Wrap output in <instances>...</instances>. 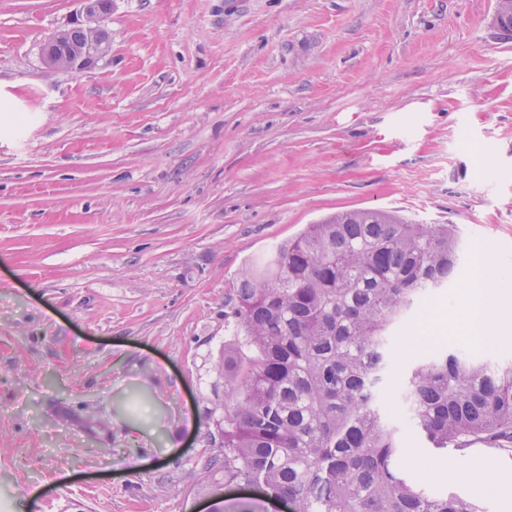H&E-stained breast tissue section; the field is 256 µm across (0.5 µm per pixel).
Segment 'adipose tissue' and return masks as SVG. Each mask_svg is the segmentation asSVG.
Segmentation results:
<instances>
[{
    "label": "adipose tissue",
    "mask_w": 512,
    "mask_h": 512,
    "mask_svg": "<svg viewBox=\"0 0 512 512\" xmlns=\"http://www.w3.org/2000/svg\"><path fill=\"white\" fill-rule=\"evenodd\" d=\"M476 268L478 274L464 288L448 327L462 335L468 324L476 321L486 342L506 340L512 337V283L485 258L477 259Z\"/></svg>",
    "instance_id": "1"
}]
</instances>
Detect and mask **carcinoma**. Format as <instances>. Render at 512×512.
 <instances>
[{
  "label": "carcinoma",
  "instance_id": "obj_1",
  "mask_svg": "<svg viewBox=\"0 0 512 512\" xmlns=\"http://www.w3.org/2000/svg\"><path fill=\"white\" fill-rule=\"evenodd\" d=\"M453 224L356 210L310 224L240 277L224 311L214 481L260 486L293 512H479L411 477L378 404L397 327L465 271ZM430 447L512 455V365L462 351L408 366L399 392Z\"/></svg>",
  "mask_w": 512,
  "mask_h": 512
}]
</instances>
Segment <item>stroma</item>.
I'll list each match as a JSON object with an SVG mask.
<instances>
[{"instance_id": "35a3bbf8", "label": "stroma", "mask_w": 512, "mask_h": 512, "mask_svg": "<svg viewBox=\"0 0 512 512\" xmlns=\"http://www.w3.org/2000/svg\"><path fill=\"white\" fill-rule=\"evenodd\" d=\"M80 10L0 0V512H207L224 302L249 264L383 209L457 225L512 277V36L497 0H112L110 54L47 70ZM463 286L406 320L398 364L512 365V341L432 329ZM474 461L488 491H425L505 512L512 458Z\"/></svg>"}]
</instances>
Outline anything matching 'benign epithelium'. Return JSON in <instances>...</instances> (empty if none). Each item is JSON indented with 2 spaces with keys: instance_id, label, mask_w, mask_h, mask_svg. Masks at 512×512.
I'll list each match as a JSON object with an SVG mask.
<instances>
[{
  "instance_id": "obj_1",
  "label": "benign epithelium",
  "mask_w": 512,
  "mask_h": 512,
  "mask_svg": "<svg viewBox=\"0 0 512 512\" xmlns=\"http://www.w3.org/2000/svg\"><path fill=\"white\" fill-rule=\"evenodd\" d=\"M111 7L112 0H83V10L76 24H95V34L83 44L67 41L65 30L52 34L42 48L48 68L53 70L58 60L68 59L73 61L72 71L81 72L108 56L112 36L107 28V20Z\"/></svg>"
}]
</instances>
